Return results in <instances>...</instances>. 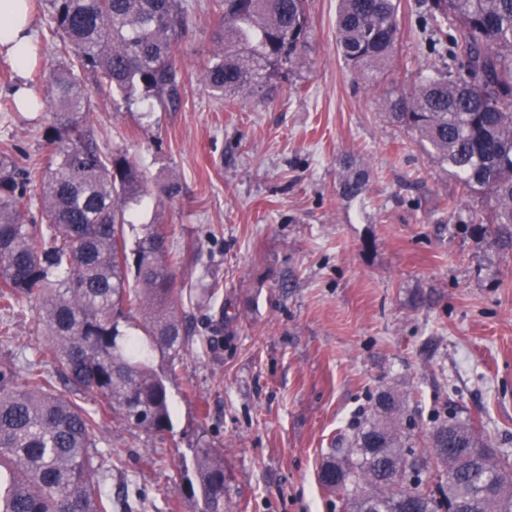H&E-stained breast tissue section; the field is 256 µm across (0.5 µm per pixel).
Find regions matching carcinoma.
<instances>
[{"label": "carcinoma", "mask_w": 512, "mask_h": 512, "mask_svg": "<svg viewBox=\"0 0 512 512\" xmlns=\"http://www.w3.org/2000/svg\"><path fill=\"white\" fill-rule=\"evenodd\" d=\"M49 34L67 60L45 76L54 160L32 159L25 181L38 190L39 221L26 222L24 189L0 168V309L27 303L48 336L41 357L17 382L0 363V512H112L91 448L116 414L148 433L172 428L167 373L192 333L178 312L175 270L185 259L169 247L168 225L146 224L127 244L131 206L174 181H148L126 152L104 153L88 124L94 103L79 72L93 74L123 101L152 99L174 109L183 85L176 51L186 25L182 0H47ZM398 0H339L338 45L346 65L367 77L387 67L399 38ZM216 51L201 71L210 95L233 110L240 96L269 95L272 80L300 70L310 24L308 0H215ZM431 26H448L445 52L461 68L418 80L381 105L413 131L462 189L484 202L482 224H512V0H429ZM369 171L349 158L340 194L365 195ZM134 322L136 334L122 329ZM159 354L167 368L154 365ZM70 389L62 394L57 384ZM97 404L93 411L83 402ZM406 397L382 391L374 417L344 448L331 449L318 475L348 512H512V464L474 426L451 418L435 425L430 455L413 447L399 420ZM462 445L457 454L451 447ZM182 494L199 512H230L224 456L190 449ZM430 464L435 485L422 482Z\"/></svg>", "instance_id": "carcinoma-1"}]
</instances>
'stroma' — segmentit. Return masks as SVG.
<instances>
[{
	"mask_svg": "<svg viewBox=\"0 0 512 512\" xmlns=\"http://www.w3.org/2000/svg\"><path fill=\"white\" fill-rule=\"evenodd\" d=\"M188 3L177 109L113 99L83 77L101 149L128 150L149 179L181 187L160 208L137 207L128 239L154 216L168 224L187 253L175 274L193 327L167 382L173 432L115 415L96 438L112 512H197L178 490V462L199 442L224 456L232 512H345L318 472L382 391L405 395L416 447L452 416L512 460V242L477 223L481 202L460 197L448 211L456 180L378 106L450 64L427 48L425 0H400L396 58L374 83L337 47L338 0H311L300 73L231 112L198 78L213 51L210 0ZM30 4L34 64L21 74L0 54V105L20 85L42 95L58 58L45 0ZM48 124L45 112L0 108V163L48 160ZM349 157L371 172L355 201L339 193ZM211 283L212 301L200 294ZM4 326L13 342L0 359L36 361L47 339L34 307L0 310Z\"/></svg>",
	"mask_w": 512,
	"mask_h": 512,
	"instance_id": "obj_1",
	"label": "stroma"
}]
</instances>
